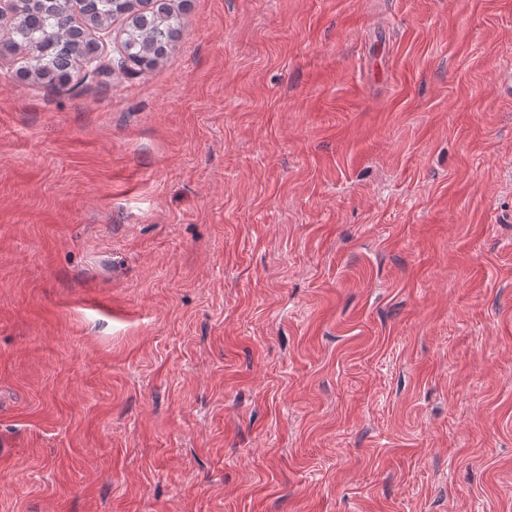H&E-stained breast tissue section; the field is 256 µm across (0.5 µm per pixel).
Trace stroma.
I'll list each match as a JSON object with an SVG mask.
<instances>
[{
  "mask_svg": "<svg viewBox=\"0 0 512 512\" xmlns=\"http://www.w3.org/2000/svg\"><path fill=\"white\" fill-rule=\"evenodd\" d=\"M167 3L0 56V512H512V0ZM88 5V11L96 9V1L82 0ZM99 0L95 18L97 23L110 26L118 16L127 15V28L123 42V52L116 66L125 68L131 63L141 70L154 68L163 58L171 43L180 38L182 24L177 14L170 8L160 5L149 14L135 11V3L140 0Z\"/></svg>",
  "mask_w": 512,
  "mask_h": 512,
  "instance_id": "obj_1",
  "label": "stroma"
}]
</instances>
